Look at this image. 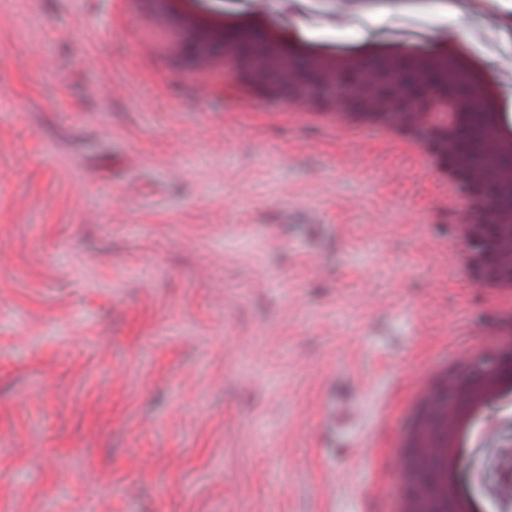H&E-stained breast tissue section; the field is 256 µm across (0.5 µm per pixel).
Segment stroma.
I'll use <instances>...</instances> for the list:
<instances>
[{"label": "stroma", "instance_id": "stroma-1", "mask_svg": "<svg viewBox=\"0 0 512 512\" xmlns=\"http://www.w3.org/2000/svg\"><path fill=\"white\" fill-rule=\"evenodd\" d=\"M223 0L340 45L470 42L512 94V5ZM112 0H0V512H345L410 397L496 328L428 174L372 128L210 94ZM351 445L327 434L337 393ZM469 471L492 493L512 404ZM354 416L355 405L338 399H336V404H333L325 414L327 422L329 419L336 420V431L342 435L351 429Z\"/></svg>", "mask_w": 512, "mask_h": 512}]
</instances>
